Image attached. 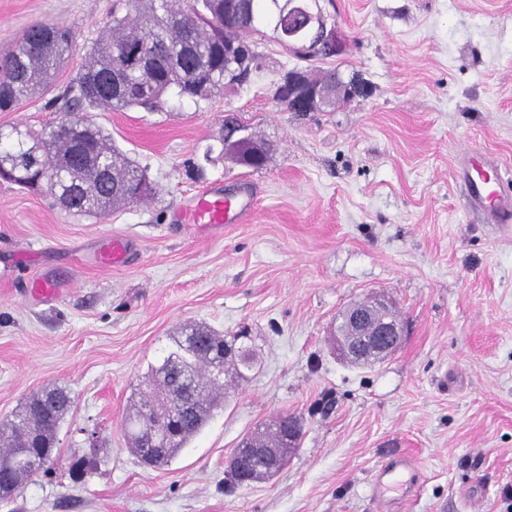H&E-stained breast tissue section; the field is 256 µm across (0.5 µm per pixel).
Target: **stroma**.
<instances>
[{"instance_id": "stroma-1", "label": "stroma", "mask_w": 512, "mask_h": 512, "mask_svg": "<svg viewBox=\"0 0 512 512\" xmlns=\"http://www.w3.org/2000/svg\"><path fill=\"white\" fill-rule=\"evenodd\" d=\"M115 0H0V50L46 19L77 47L76 75ZM342 54L308 61L257 36L262 69L205 99L93 120L142 166L156 194L98 218L0 181V420L46 388L72 405L61 461L0 512H383L374 467L415 457L420 487L396 512H512V233L470 195L462 170L487 159L512 175V0H319ZM334 69L360 92L333 112H285L284 74ZM46 97L0 112V128L42 133ZM237 113L269 142L258 168L207 146ZM249 183L246 223L197 233L175 215L196 190ZM125 239L123 262L98 251ZM55 287L35 294L34 282ZM388 296L406 333L368 366L336 353L338 314ZM190 323L242 336L258 358L168 466L149 468L124 435L152 367ZM303 436L275 477L230 484L243 435L282 414ZM97 430L88 447L84 430ZM95 467L70 476L71 462Z\"/></svg>"}]
</instances>
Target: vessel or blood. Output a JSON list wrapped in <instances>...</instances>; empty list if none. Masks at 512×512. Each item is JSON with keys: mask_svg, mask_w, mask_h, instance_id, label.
Wrapping results in <instances>:
<instances>
[{"mask_svg": "<svg viewBox=\"0 0 512 512\" xmlns=\"http://www.w3.org/2000/svg\"><path fill=\"white\" fill-rule=\"evenodd\" d=\"M471 192L477 204L491 203L490 213L496 221L502 222L511 216L495 204L496 199L502 196L500 183L475 185ZM252 208L248 189H241L236 195H227L221 185L214 184L198 192L178 213L177 219L183 224L219 228L246 220ZM418 471V466L408 455H394L377 466L370 483L372 496L383 504L387 501L388 493L395 489L412 492L417 486Z\"/></svg>", "mask_w": 512, "mask_h": 512, "instance_id": "vessel-or-blood-1", "label": "vessel or blood"}]
</instances>
